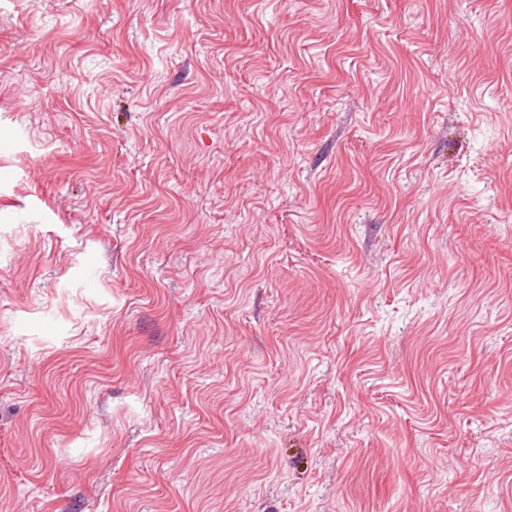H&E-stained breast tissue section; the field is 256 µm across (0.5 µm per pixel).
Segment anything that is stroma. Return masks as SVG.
<instances>
[{"label": "stroma", "mask_w": 512, "mask_h": 512, "mask_svg": "<svg viewBox=\"0 0 512 512\" xmlns=\"http://www.w3.org/2000/svg\"><path fill=\"white\" fill-rule=\"evenodd\" d=\"M0 512H512V0H0Z\"/></svg>", "instance_id": "stroma-1"}]
</instances>
